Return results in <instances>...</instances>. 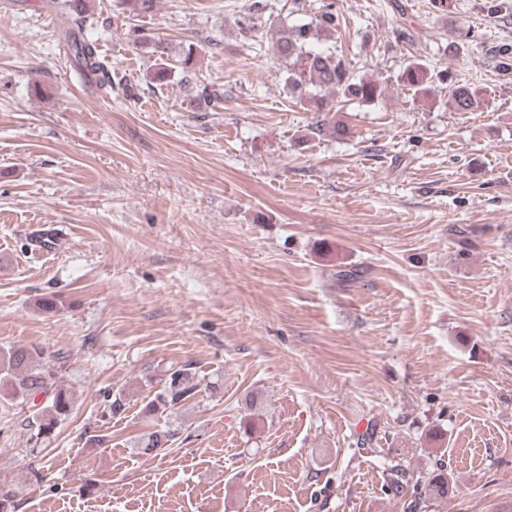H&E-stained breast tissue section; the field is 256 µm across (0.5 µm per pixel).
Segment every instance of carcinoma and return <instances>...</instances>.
Here are the masks:
<instances>
[{"instance_id": "cac0c4a2", "label": "carcinoma", "mask_w": 512, "mask_h": 512, "mask_svg": "<svg viewBox=\"0 0 512 512\" xmlns=\"http://www.w3.org/2000/svg\"><path fill=\"white\" fill-rule=\"evenodd\" d=\"M53 7L71 24L64 33L68 61L97 88H112V72L100 60L98 42L93 35L95 20L88 14L86 0H54ZM266 8V0H253L249 15L240 22V27L249 31L254 29V20L261 17ZM339 24L336 3L329 0L319 6L309 22L277 31V38L272 41L274 53L286 63L285 85L288 92L292 97L306 101L308 110L313 112H331L335 104L353 100L371 104L383 94L379 82L356 74L351 62L337 53L335 47L314 46L316 42L331 40ZM134 42L156 55L150 80L161 85L179 75L182 89L195 111L212 112L224 98V94L210 89L209 85H199L194 81V46L173 54L164 42L140 28L135 30ZM490 56L497 72L506 79L512 78V44L492 46ZM398 79L403 87L416 94L431 92L437 82L448 84V110L451 112H474L484 106L480 90L460 82L449 69L435 73L425 63L412 60L400 71ZM60 372L61 367L45 360L43 351L37 346L0 348V401L23 409H34L24 418L23 424L29 432L28 442L35 447L54 435L72 409L73 395L59 383ZM203 381L204 378L188 365L168 369L161 387L145 404V413L162 415L184 406L199 393ZM40 393L45 395V405L38 408L35 397ZM174 436L175 432L169 429H156L138 436L134 448L144 456L155 458L173 447ZM408 482L409 473L405 466L399 463L391 465L388 476L390 492L397 497L404 496ZM447 501L448 474L439 466L408 508L415 512L428 503L439 505Z\"/></svg>"}]
</instances>
